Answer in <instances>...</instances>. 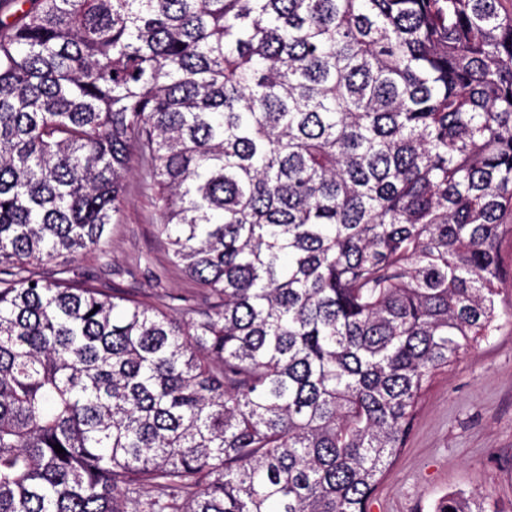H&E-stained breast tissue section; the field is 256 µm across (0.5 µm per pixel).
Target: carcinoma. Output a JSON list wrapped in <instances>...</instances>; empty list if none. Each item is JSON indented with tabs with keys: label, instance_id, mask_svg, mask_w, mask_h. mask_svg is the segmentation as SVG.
<instances>
[{
	"label": "carcinoma",
	"instance_id": "1",
	"mask_svg": "<svg viewBox=\"0 0 512 512\" xmlns=\"http://www.w3.org/2000/svg\"><path fill=\"white\" fill-rule=\"evenodd\" d=\"M13 2L0 512H367L433 379L512 325V10ZM134 167L194 296L80 272Z\"/></svg>",
	"mask_w": 512,
	"mask_h": 512
}]
</instances>
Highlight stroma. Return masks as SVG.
Returning a JSON list of instances; mask_svg holds the SVG:
<instances>
[{
    "label": "stroma",
    "instance_id": "1",
    "mask_svg": "<svg viewBox=\"0 0 512 512\" xmlns=\"http://www.w3.org/2000/svg\"><path fill=\"white\" fill-rule=\"evenodd\" d=\"M138 183L131 172L126 204L109 227L108 256L86 254L79 266L102 291L117 288L144 301L153 292L148 273L130 265L140 255L162 260L164 246L154 201ZM460 489L488 494L499 512H512V326L434 379L368 512H431L438 498Z\"/></svg>",
    "mask_w": 512,
    "mask_h": 512
}]
</instances>
